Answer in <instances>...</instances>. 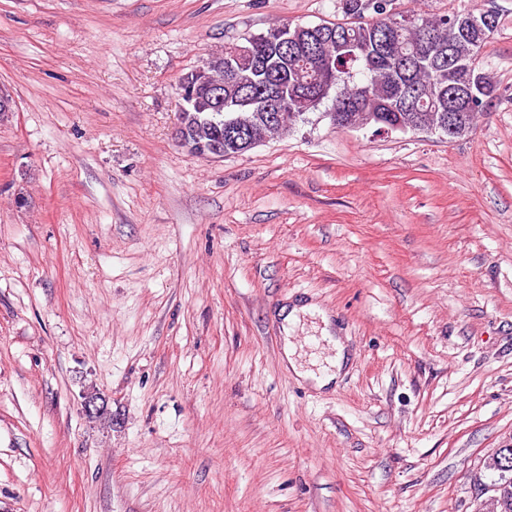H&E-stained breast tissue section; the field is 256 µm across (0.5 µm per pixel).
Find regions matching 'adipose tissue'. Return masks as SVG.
Segmentation results:
<instances>
[{
	"instance_id": "1",
	"label": "adipose tissue",
	"mask_w": 512,
	"mask_h": 512,
	"mask_svg": "<svg viewBox=\"0 0 512 512\" xmlns=\"http://www.w3.org/2000/svg\"><path fill=\"white\" fill-rule=\"evenodd\" d=\"M320 319L322 339L333 350L332 356L326 357L323 367L310 369L297 359L296 346L292 341V332L304 317ZM283 345L282 354L290 369L303 380L309 381L315 388L323 389L334 384L347 360V352L339 337L334 336L328 314L314 304H300L282 309Z\"/></svg>"
}]
</instances>
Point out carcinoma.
I'll use <instances>...</instances> for the list:
<instances>
[{
    "mask_svg": "<svg viewBox=\"0 0 512 512\" xmlns=\"http://www.w3.org/2000/svg\"><path fill=\"white\" fill-rule=\"evenodd\" d=\"M392 0H340L346 23L319 30L299 25H274L249 37L225 65L230 45L211 56L201 75L193 69L181 76L192 85L190 102L179 113V123L193 142L209 145L220 135L224 155L247 151L245 144L226 134L225 114L241 118L259 135H269L265 113L259 111L263 95L274 91L284 101L286 131L322 104L338 112L351 99L349 111L366 112L377 128L403 133L421 120L440 131L448 121V94L460 102L459 126L469 124L470 113L485 112L502 97L500 87L484 71L483 48L499 26L496 11L492 27L473 29L469 17L482 11L475 6L427 18L428 30L419 34L394 23ZM371 19H364L365 13ZM218 78L224 84V111H215L205 83ZM484 469L490 484L503 488L497 512H512V468L502 469L489 456Z\"/></svg>",
    "mask_w": 512,
    "mask_h": 512,
    "instance_id": "obj_1",
    "label": "carcinoma"
}]
</instances>
